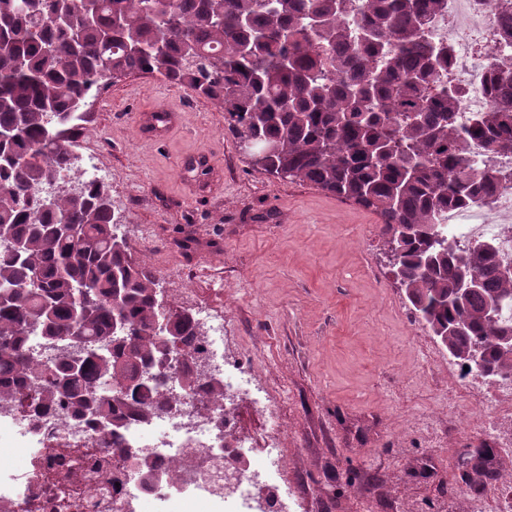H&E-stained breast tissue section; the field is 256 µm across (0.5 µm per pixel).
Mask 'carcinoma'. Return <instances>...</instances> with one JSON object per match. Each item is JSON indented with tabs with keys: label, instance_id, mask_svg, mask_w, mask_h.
<instances>
[{
	"label": "carcinoma",
	"instance_id": "carcinoma-1",
	"mask_svg": "<svg viewBox=\"0 0 512 512\" xmlns=\"http://www.w3.org/2000/svg\"><path fill=\"white\" fill-rule=\"evenodd\" d=\"M446 0H0V400L65 399L74 417L118 429L124 409L169 405L142 374L181 346L191 318L174 310L162 337L158 282L115 227L107 187L75 196L49 184L71 169L70 133L112 80L150 74L224 110L235 138L279 150L259 169L377 213L391 272L418 321L454 359L512 373L501 340L512 322V266L477 242H448L450 207L489 206L512 174L472 149L512 153V0H500L487 111L461 121L452 48L429 39ZM479 286L455 298L462 274ZM125 321L129 334L114 329ZM32 336L79 343L47 368ZM469 363L470 368L477 365Z\"/></svg>",
	"mask_w": 512,
	"mask_h": 512
}]
</instances>
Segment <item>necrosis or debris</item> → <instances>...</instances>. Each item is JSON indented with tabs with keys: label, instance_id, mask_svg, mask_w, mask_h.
Wrapping results in <instances>:
<instances>
[{
	"label": "necrosis or debris",
	"instance_id": "necrosis-or-debris-1",
	"mask_svg": "<svg viewBox=\"0 0 512 512\" xmlns=\"http://www.w3.org/2000/svg\"><path fill=\"white\" fill-rule=\"evenodd\" d=\"M498 0H447L429 29L449 43L451 79L466 89L462 111H486L487 63ZM444 231L460 245L495 241L497 258L512 265V188L490 207L452 208ZM196 353L172 352L163 381L167 395L187 393L148 419L128 418L110 439L76 420L69 407L33 412L0 400V512H291L283 489L281 412L247 362L226 350L228 326L205 309L193 316ZM456 381L448 398L482 410L477 425L493 435V419H512V376L485 378L450 363ZM194 387L184 391V378ZM224 386V405L206 406L209 383ZM249 401L266 421L262 443L243 435L238 404Z\"/></svg>",
	"mask_w": 512,
	"mask_h": 512
}]
</instances>
